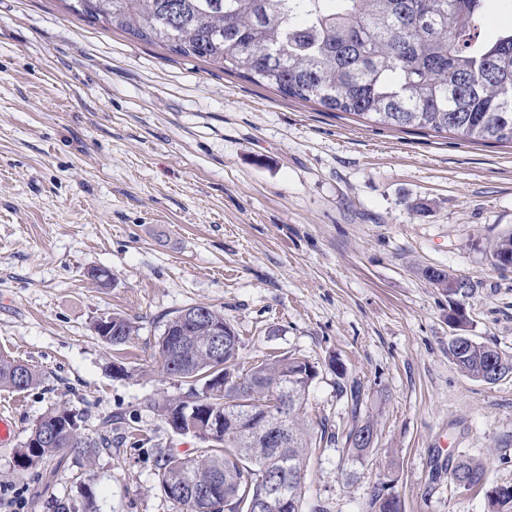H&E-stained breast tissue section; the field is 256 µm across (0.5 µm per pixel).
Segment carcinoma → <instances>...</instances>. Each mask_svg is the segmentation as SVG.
I'll use <instances>...</instances> for the list:
<instances>
[{
	"label": "carcinoma",
	"mask_w": 512,
	"mask_h": 512,
	"mask_svg": "<svg viewBox=\"0 0 512 512\" xmlns=\"http://www.w3.org/2000/svg\"><path fill=\"white\" fill-rule=\"evenodd\" d=\"M69 9L105 22L133 38L167 47L176 55L218 64L224 72L238 74L257 85L270 86L288 98L314 102L329 111L345 112L385 127L451 132L470 141L512 144V26L494 38L481 37L489 0H70ZM490 264L512 266V231L494 242ZM206 321L190 326L180 314L169 318L158 342L162 371L194 386L192 394L205 398L209 381L220 374L245 378L251 383L246 400L251 407L269 406L285 385L303 386L304 396L288 402L290 446L285 449L292 470L281 476L270 471L276 452L259 456L250 446L264 440L261 425L251 437L237 425L245 407L235 404L237 393L227 390L214 397L223 411L224 435L208 447L175 454L156 449L160 484L171 489L169 500L176 512H195L196 497L217 493L215 512H235L242 497L258 498L268 485L288 481L295 497L294 512H303V479L307 464L325 438L328 428L315 429L304 418L307 393L318 375L317 366L296 355L266 356L240 368L239 352L227 351L226 366L214 369L206 357L203 339L211 327L231 332L224 313L207 305ZM136 332L126 317L113 314L108 325L97 326L106 343L118 347ZM448 353L460 371L494 384L512 376V354L494 343L473 339ZM41 381L36 367L0 356V388L24 392ZM180 398H165L151 405L169 426L175 424ZM72 420L70 435L77 452L91 458L112 448V438L78 433L81 424L64 408L45 412L19 457L27 470L65 451L55 428ZM367 418L346 434L352 466L364 465L373 448L362 443L360 431L374 429ZM461 474L463 490L485 484L484 465L461 457L448 469L450 480ZM84 512H95L90 479L75 478ZM491 512L512 504V486L488 495ZM368 512H402L398 497L375 488Z\"/></svg>",
	"instance_id": "obj_1"
}]
</instances>
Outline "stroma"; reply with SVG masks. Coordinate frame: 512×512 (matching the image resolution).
<instances>
[{
  "mask_svg": "<svg viewBox=\"0 0 512 512\" xmlns=\"http://www.w3.org/2000/svg\"><path fill=\"white\" fill-rule=\"evenodd\" d=\"M509 231L512 144L383 127L134 40L66 0H0V353L43 374L25 392L0 389L14 428L0 445V512H18L48 473L53 497L76 498L87 470L97 512H175L153 451L203 442L150 407L189 393L156 343L197 304L223 311L242 366L266 354L317 363L305 418L333 436L305 473L306 503L366 512L391 476L404 512H487L485 490L456 488L448 466L467 456L488 488L512 486V378L462 373L448 315L462 307L468 335L512 353V267L489 261ZM429 268L467 279L466 294L449 296ZM115 312L138 328L119 349L94 329ZM53 407L111 432V450L20 470ZM360 415L376 441L355 469L345 436ZM129 425L142 443L122 442Z\"/></svg>",
  "mask_w": 512,
  "mask_h": 512,
  "instance_id": "stroma-1",
  "label": "stroma"
}]
</instances>
